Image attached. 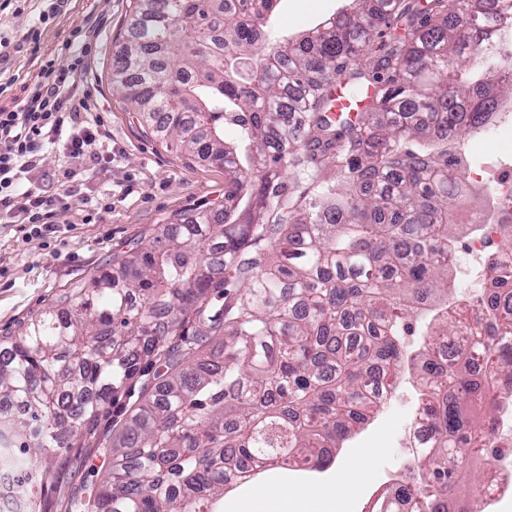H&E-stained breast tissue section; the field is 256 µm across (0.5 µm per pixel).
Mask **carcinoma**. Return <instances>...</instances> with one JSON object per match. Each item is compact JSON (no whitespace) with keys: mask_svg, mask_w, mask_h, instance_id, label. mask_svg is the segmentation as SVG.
Returning <instances> with one entry per match:
<instances>
[{"mask_svg":"<svg viewBox=\"0 0 512 512\" xmlns=\"http://www.w3.org/2000/svg\"><path fill=\"white\" fill-rule=\"evenodd\" d=\"M278 0H135L112 90L189 160L224 168L200 208L138 242L0 343V473L24 512L73 448L106 477L67 512H217L228 465L323 471L376 405L370 382L414 369L435 440L379 512H467L512 386V223L499 229L481 310L449 301L466 168L448 158L512 101V52L493 51L507 0H350L298 41L266 31ZM341 84L364 95L332 112ZM238 129L224 140V126ZM121 429L98 432L113 399Z\"/></svg>","mask_w":512,"mask_h":512,"instance_id":"cac0c4a2","label":"carcinoma"}]
</instances>
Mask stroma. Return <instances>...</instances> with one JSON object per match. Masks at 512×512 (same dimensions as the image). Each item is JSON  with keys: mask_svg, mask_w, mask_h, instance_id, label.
Here are the masks:
<instances>
[{"mask_svg": "<svg viewBox=\"0 0 512 512\" xmlns=\"http://www.w3.org/2000/svg\"><path fill=\"white\" fill-rule=\"evenodd\" d=\"M344 4L345 0H279L268 30L280 37L299 36L335 16ZM40 7L39 0H11L0 11V38L10 42L4 67L19 80L0 94V104L10 102L19 84L35 78L47 59L69 64L66 44L87 33L91 20H98L97 33L86 42L84 60L87 86L97 106L92 117L100 121L112 153L96 165L87 182L67 194L61 184L67 167L62 150L42 151L40 186L49 196H64L66 205L57 209L58 231L46 241L25 238L16 225L0 223V337L72 295L111 263L118 245L152 243L174 215L201 206L218 212L225 203L223 168L205 160L189 161L146 132L127 102L112 91L110 71L128 35L133 0H64L55 18L31 39L27 32ZM458 144L470 168L492 163L504 171L512 169V134H466ZM419 401L411 377H403L396 398L345 443L325 472H262L225 493L224 512H362L401 464L404 451L398 442ZM362 461L369 467L370 480H347L346 471ZM101 475V460L93 451L72 449L56 481L39 491V512H66L70 495L81 485H94ZM331 486L339 493L328 500L323 491Z\"/></svg>", "mask_w": 512, "mask_h": 512, "instance_id": "1", "label": "stroma"}]
</instances>
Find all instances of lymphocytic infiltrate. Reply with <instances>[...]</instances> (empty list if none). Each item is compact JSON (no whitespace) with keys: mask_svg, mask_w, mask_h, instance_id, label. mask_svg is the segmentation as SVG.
<instances>
[{"mask_svg":"<svg viewBox=\"0 0 512 512\" xmlns=\"http://www.w3.org/2000/svg\"><path fill=\"white\" fill-rule=\"evenodd\" d=\"M81 48H72L75 63L57 68L44 65L37 82L24 95L0 106V222L18 225L27 236L55 234L56 199L45 196L34 174L39 153L48 145H61L72 163L65 173L81 175L86 158L95 156L102 132L85 121L89 96L83 92Z\"/></svg>","mask_w":512,"mask_h":512,"instance_id":"f902f5d3","label":"lymphocytic infiltrate"}]
</instances>
